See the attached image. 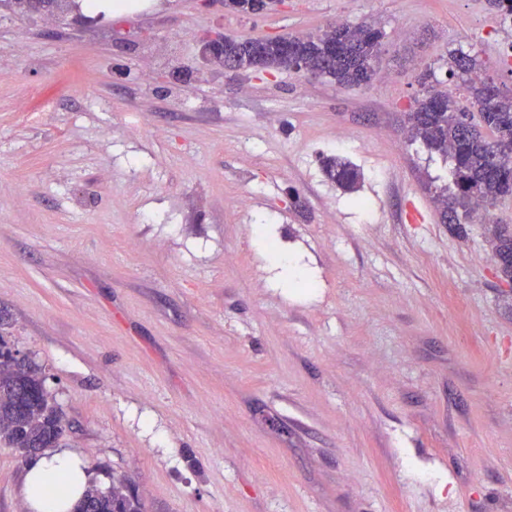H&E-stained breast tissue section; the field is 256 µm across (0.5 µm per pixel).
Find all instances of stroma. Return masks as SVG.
Wrapping results in <instances>:
<instances>
[{"label":"stroma","mask_w":512,"mask_h":512,"mask_svg":"<svg viewBox=\"0 0 512 512\" xmlns=\"http://www.w3.org/2000/svg\"><path fill=\"white\" fill-rule=\"evenodd\" d=\"M133 2L83 26L0 7V335L60 445L147 512H512V199L443 224L452 163L405 128L424 69L466 102L455 49L512 87V32L487 0ZM336 22L384 32L370 86L195 61L208 29ZM258 224L312 287H271ZM27 462L0 447V512H29ZM279 3L281 2L277 0H224L225 8L229 10L232 8L233 12L251 15L265 13ZM326 175L341 187L353 190L361 179V173L357 168L339 156L329 157L324 161ZM494 256L504 264V273L512 276V235L500 230L495 236Z\"/></svg>","instance_id":"1"}]
</instances>
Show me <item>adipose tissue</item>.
<instances>
[{
  "instance_id": "ef3b65f1",
  "label": "adipose tissue",
  "mask_w": 512,
  "mask_h": 512,
  "mask_svg": "<svg viewBox=\"0 0 512 512\" xmlns=\"http://www.w3.org/2000/svg\"><path fill=\"white\" fill-rule=\"evenodd\" d=\"M90 482L81 457L57 446L33 455L21 475L29 512H73Z\"/></svg>"
}]
</instances>
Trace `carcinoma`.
<instances>
[{
	"mask_svg": "<svg viewBox=\"0 0 512 512\" xmlns=\"http://www.w3.org/2000/svg\"><path fill=\"white\" fill-rule=\"evenodd\" d=\"M335 42L332 55L324 53L325 36ZM383 40L382 31L368 24H336L316 35H289L284 41L304 57L308 69L317 76L330 77L344 88L369 85L377 75ZM224 59L243 70L287 69L281 46L266 38H224ZM451 75L466 86L471 104L477 107L480 123L470 121L456 98L429 84L432 73L425 71L418 81L424 87L407 115L410 140L451 159L455 191L440 199V217L448 223V212L462 209L469 218L471 204L480 201L491 206L512 197V88H497L499 105H488V82L478 72L476 57L461 49L450 53ZM326 175L341 187L353 190L361 173L344 159L333 156L324 161ZM494 256L512 274V235L507 230L495 236ZM0 340V445L7 448H32L58 440L65 429L63 417L53 408L43 389L42 372L29 358L12 360L9 348ZM145 512L143 499L119 479L102 492L90 488L78 512Z\"/></svg>",
	"mask_w": 512,
	"mask_h": 512,
	"instance_id": "carcinoma-1",
	"label": "carcinoma"
}]
</instances>
